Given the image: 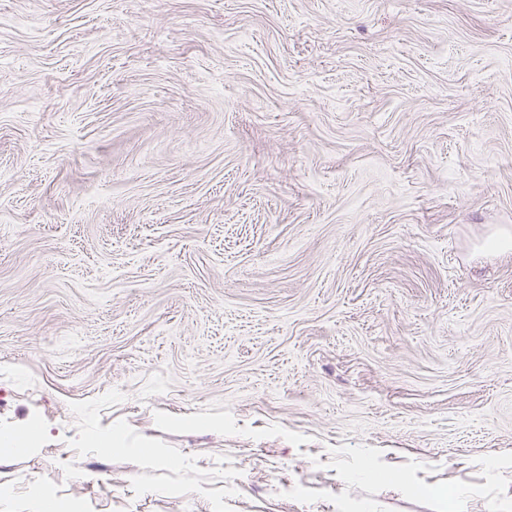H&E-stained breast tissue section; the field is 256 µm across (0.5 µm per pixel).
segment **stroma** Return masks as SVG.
Segmentation results:
<instances>
[{"label": "stroma", "mask_w": 512, "mask_h": 512, "mask_svg": "<svg viewBox=\"0 0 512 512\" xmlns=\"http://www.w3.org/2000/svg\"><path fill=\"white\" fill-rule=\"evenodd\" d=\"M6 433L0 512L512 503V0H0Z\"/></svg>", "instance_id": "35a3bbf8"}]
</instances>
